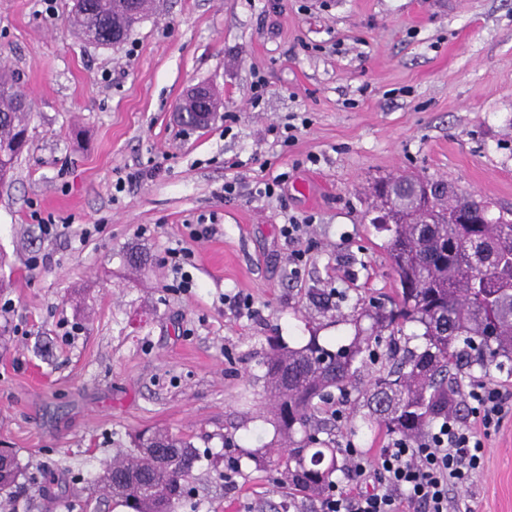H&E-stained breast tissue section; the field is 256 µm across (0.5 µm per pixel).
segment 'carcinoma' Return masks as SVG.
Masks as SVG:
<instances>
[{"mask_svg":"<svg viewBox=\"0 0 512 512\" xmlns=\"http://www.w3.org/2000/svg\"><path fill=\"white\" fill-rule=\"evenodd\" d=\"M153 3L139 0L132 15L127 0H74L71 26L83 42L111 46L113 30L130 35ZM23 98L19 78L0 64V143L27 132ZM493 208L490 200L443 179L395 176L376 183L366 215L388 232L396 298L354 316V334L344 344L329 348L313 333L297 347L272 345L260 361L273 423L288 438L276 464L294 490L318 500L339 470L335 443L312 434L333 391L361 395L364 424L419 440L456 413L463 370L476 366L512 375V212L495 215ZM462 215L471 223L457 222ZM411 325L417 330L405 333ZM386 331L391 365L362 390L365 356L374 355L373 345ZM200 461L190 442L153 431L102 463L94 484L111 483L108 496L131 512H175ZM21 477L26 468L14 457L0 470L5 493Z\"/></svg>","mask_w":512,"mask_h":512,"instance_id":"cac0c4a2","label":"carcinoma"}]
</instances>
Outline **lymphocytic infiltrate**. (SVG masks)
<instances>
[{
    "label": "lymphocytic infiltrate",
    "instance_id": "f902f5d3",
    "mask_svg": "<svg viewBox=\"0 0 512 512\" xmlns=\"http://www.w3.org/2000/svg\"><path fill=\"white\" fill-rule=\"evenodd\" d=\"M465 404L466 422L448 418L422 440L394 439L371 459L347 449L348 482L331 483L319 512H449L450 488L471 485L485 437L512 417V394L489 381L474 384Z\"/></svg>",
    "mask_w": 512,
    "mask_h": 512
}]
</instances>
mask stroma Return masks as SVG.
<instances>
[{"label": "stroma", "mask_w": 512, "mask_h": 512, "mask_svg": "<svg viewBox=\"0 0 512 512\" xmlns=\"http://www.w3.org/2000/svg\"><path fill=\"white\" fill-rule=\"evenodd\" d=\"M71 5L0 0V61L31 102L30 144L0 182V448L51 477L23 482L6 512H128L91 483L155 430L202 456L177 512H311L257 460L224 482L229 456L276 438L260 360L313 332L349 339L353 315L394 294L387 234L365 216L375 181L442 178L512 211V0H155L109 47L78 38ZM257 71L269 91L255 106ZM198 84L220 115L192 130L175 107ZM158 160L160 174L117 190ZM283 172L281 197L257 196ZM39 214L66 232L44 237ZM210 216L194 286L176 290L165 252ZM291 219L310 224L297 277L280 233ZM235 293L252 317L225 305ZM341 405L338 446L390 442L382 428L349 435L363 410ZM454 496L455 512H512V418Z\"/></svg>", "instance_id": "stroma-1"}]
</instances>
